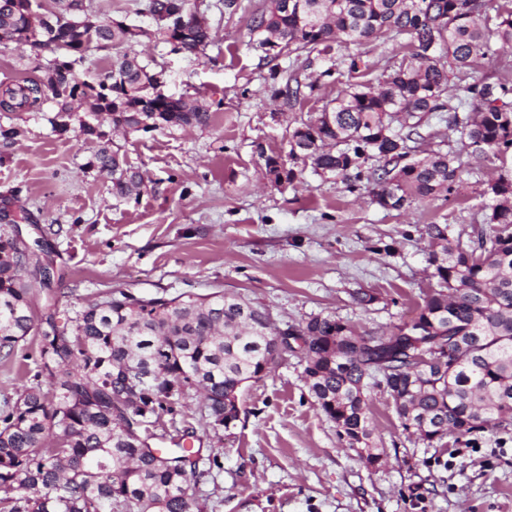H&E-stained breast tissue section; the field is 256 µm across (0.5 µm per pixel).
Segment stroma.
Wrapping results in <instances>:
<instances>
[{
  "instance_id": "35a3bbf8",
  "label": "stroma",
  "mask_w": 512,
  "mask_h": 512,
  "mask_svg": "<svg viewBox=\"0 0 512 512\" xmlns=\"http://www.w3.org/2000/svg\"><path fill=\"white\" fill-rule=\"evenodd\" d=\"M215 39L205 57L141 46L165 69L166 93L213 105L200 129L101 137L53 130L42 111L0 112L19 128L0 138V203L25 209L24 235L44 233L62 310L112 290L135 296H237L280 328L332 316L358 331L391 330L422 304L432 277L430 224L469 232L482 223L485 182L512 175V159L489 157L463 173L460 193L396 211L348 192L302 161L294 184L271 185L267 156H287L295 118L321 109L338 89L284 111L265 84L269 67L252 42V11L262 0H194ZM119 149L146 187L118 201L110 178L90 168L100 147ZM367 296L360 305L355 295ZM35 339L0 360V400L17 399L38 370ZM301 354L291 353L248 383L240 417L204 440L191 490L204 512H512V434L481 433L472 444L426 447L403 432L388 391L370 392L372 441L384 467L364 466L308 391ZM447 465H437L438 456Z\"/></svg>"
}]
</instances>
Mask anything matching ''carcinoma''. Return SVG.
I'll return each mask as SVG.
<instances>
[{"mask_svg":"<svg viewBox=\"0 0 512 512\" xmlns=\"http://www.w3.org/2000/svg\"><path fill=\"white\" fill-rule=\"evenodd\" d=\"M57 36L30 46L34 79L0 84V112L41 110L55 103L52 127L65 132L73 105L107 117L126 133L207 128L206 104L162 90L163 72L151 71L133 45L163 43L174 54H206L209 25L180 27L197 10L190 0H148L152 27L121 21L75 24L93 18L85 0H57ZM38 0H0V29L30 40ZM257 48L276 44L275 57L319 64L318 79L302 81L272 69V95L294 107L326 84L344 86L316 116L296 121L288 158L313 172L363 190L389 210L448 196L460 173L488 154L512 153V84L469 81L481 61L512 49V0H264L251 16ZM380 40L406 50L371 82L357 47ZM123 53L112 70L89 82L76 74L93 44ZM54 54L44 59L42 52ZM448 113L466 139L464 155L433 150L422 156L425 117ZM268 179L291 184L294 169L273 166ZM91 166L112 175V196L144 186L143 174L119 150L104 147ZM485 223L463 236L447 224L426 233L441 251L429 258L438 289L408 322L389 334L364 332L332 317L314 316L288 329L307 337L304 375L311 396L336 424L348 448L369 447L367 390L387 389L401 427L431 446L453 435L509 432L512 426V179L485 184ZM0 228V356L7 359L33 336L40 362L34 383L0 411V512H202L191 479L202 448L153 443L163 413L190 407L198 395L204 427L229 429L224 412L256 376L266 377L269 316L221 292L171 299L107 291L59 323V299L46 289L47 311L32 317L26 265L41 261ZM47 374L50 390L39 378ZM151 374L148 381L128 376Z\"/></svg>","mask_w":512,"mask_h":512,"instance_id":"1","label":"carcinoma"}]
</instances>
